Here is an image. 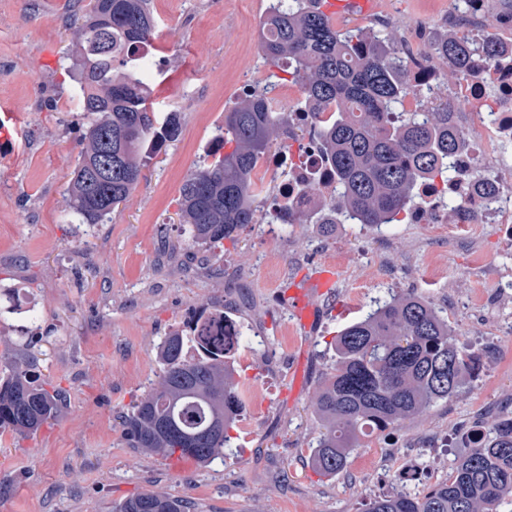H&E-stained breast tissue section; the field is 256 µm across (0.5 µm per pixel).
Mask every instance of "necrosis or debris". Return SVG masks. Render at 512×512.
Here are the masks:
<instances>
[{
	"label": "necrosis or debris",
	"mask_w": 512,
	"mask_h": 512,
	"mask_svg": "<svg viewBox=\"0 0 512 512\" xmlns=\"http://www.w3.org/2000/svg\"><path fill=\"white\" fill-rule=\"evenodd\" d=\"M445 22L473 40H481L489 25H497L496 59L471 58L465 76L449 78L430 62L429 45L415 32L397 45L408 64L412 93L405 112H444L448 125L460 136V145L448 160L447 181L418 186L421 205L409 213L413 224H512V161L503 155L512 142V12L496 11L491 0H465L462 9L449 11L446 0H428L420 16L421 29ZM287 104V126L282 141L263 163L279 175L272 207L278 223H297L317 199L309 183L330 193L336 177L324 154L309 141L315 119L301 104L303 92L288 84L278 92Z\"/></svg>",
	"instance_id": "1"
}]
</instances>
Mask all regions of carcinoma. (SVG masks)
<instances>
[{
	"label": "carcinoma",
	"mask_w": 512,
	"mask_h": 512,
	"mask_svg": "<svg viewBox=\"0 0 512 512\" xmlns=\"http://www.w3.org/2000/svg\"><path fill=\"white\" fill-rule=\"evenodd\" d=\"M75 31L72 76L79 87L83 134L66 195L78 224H105L138 185L148 160L181 135L180 116L160 119L149 81L155 21L148 0H91ZM316 0H270L261 49L266 61L300 86L318 117L319 144L336 173L334 193L345 224H400L421 180L448 178L459 137L448 113H398L411 91L396 53L397 28L367 40L362 29L336 28ZM432 59L465 64L467 40L455 35L430 46ZM284 132L272 102L247 96L224 113L207 156L179 190L183 236L222 249L256 221L253 174ZM241 333L213 304L196 311L157 348L154 387L122 415L131 447L179 454L205 465L224 456L245 403L233 378ZM336 360L310 405L325 423L312 462L323 476L344 470L360 438L422 415L456 395L479 371L468 345L454 338L424 297L398 294L333 338ZM196 355H188V350ZM66 403L27 367L0 378V435H29ZM512 498V419L492 435L471 434L448 479L421 496L391 493L366 512H495ZM119 512H185L183 502L145 492Z\"/></svg>",
	"instance_id": "carcinoma-1"
}]
</instances>
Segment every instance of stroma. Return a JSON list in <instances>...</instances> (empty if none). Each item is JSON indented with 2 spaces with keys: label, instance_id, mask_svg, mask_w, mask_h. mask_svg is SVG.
Listing matches in <instances>:
<instances>
[{
  "label": "stroma",
  "instance_id": "obj_1",
  "mask_svg": "<svg viewBox=\"0 0 512 512\" xmlns=\"http://www.w3.org/2000/svg\"><path fill=\"white\" fill-rule=\"evenodd\" d=\"M88 0H0V372L23 365L67 392L36 435L0 436V512H117L155 492L188 512H365L392 492L447 479L464 434L512 418V240L501 224L257 223L223 251L186 246L179 188L238 99L233 73L272 82L260 50L264 0H150L154 109L182 133L107 224L68 221L65 189L83 115L70 70ZM338 269L311 326L289 298L299 271ZM397 293L425 297L480 357L476 380L423 415L363 437L343 471L318 475L323 427L309 400L337 331ZM220 303L244 333L234 377L245 412L231 450L203 466L129 448L119 417L159 370L157 345Z\"/></svg>",
  "mask_w": 512,
  "mask_h": 512
}]
</instances>
